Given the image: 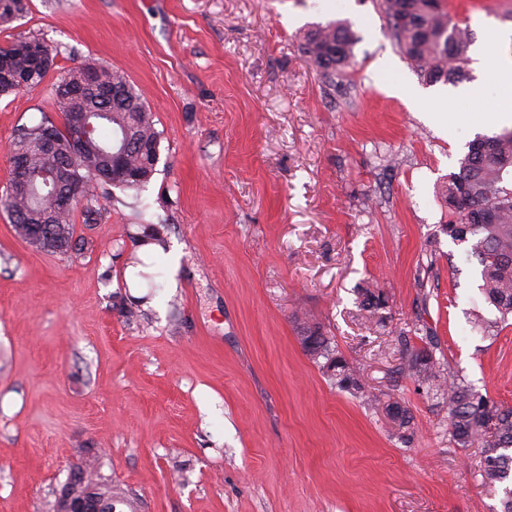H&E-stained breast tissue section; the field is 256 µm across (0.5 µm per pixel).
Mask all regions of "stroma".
Returning <instances> with one entry per match:
<instances>
[{
    "label": "stroma",
    "instance_id": "obj_1",
    "mask_svg": "<svg viewBox=\"0 0 512 512\" xmlns=\"http://www.w3.org/2000/svg\"><path fill=\"white\" fill-rule=\"evenodd\" d=\"M379 3L24 0L0 22V45H51L55 74L121 69L160 134L150 181L100 200L97 224L76 226L79 252L30 246L0 209V512H49L91 448L136 512H501L482 448L458 447L402 369L406 345L434 339L444 369L512 406V325L442 230L437 189L475 133L424 119L476 74L426 85ZM442 4L472 31L470 55L512 29V0ZM337 20L359 41L333 98L298 45ZM49 90L0 96V194L9 144ZM155 234L174 267L149 263ZM368 281L388 298L384 323L359 307ZM299 315L373 400L304 353ZM393 401L413 416L410 440Z\"/></svg>",
    "mask_w": 512,
    "mask_h": 512
}]
</instances>
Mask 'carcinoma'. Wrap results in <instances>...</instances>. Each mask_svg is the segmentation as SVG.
Instances as JSON below:
<instances>
[{
  "instance_id": "carcinoma-1",
  "label": "carcinoma",
  "mask_w": 512,
  "mask_h": 512,
  "mask_svg": "<svg viewBox=\"0 0 512 512\" xmlns=\"http://www.w3.org/2000/svg\"><path fill=\"white\" fill-rule=\"evenodd\" d=\"M381 8L397 45L414 62L420 76L429 84L457 83L465 77L463 65L473 33L453 22L444 11L441 0H381ZM24 43L16 39L0 45V58L9 61L11 69L24 77L27 88L41 85L55 68L53 49L44 41L33 39L40 56L18 52ZM356 36L345 23H328L308 31L299 43L302 55L319 71L331 90L343 85L353 59ZM100 77L116 88L112 116L101 121L94 130L95 155L77 161L75 179L81 184V200L69 209L56 212V234L70 243L64 247L53 237L41 249L68 254L80 250L75 238L74 217L81 212L86 224L97 223L99 209L95 204L110 195V188L141 189L151 179L159 160L160 133L155 128L152 112L142 96L116 67L98 65ZM67 80L62 75L52 83L50 98L55 111L65 115L76 107L60 99L58 89ZM41 124L23 126L11 142L10 156L22 155L32 169V189L19 188L10 200L0 206L10 215L14 230L26 229L31 213L50 204V188L40 171L44 159L32 144L38 138ZM126 133L133 142L126 154V164L138 176L111 182L101 177L107 165V151L113 139ZM440 195L448 208V224L444 231L458 242L467 244L464 258L478 266L479 289L485 301L506 323L512 317V131L492 136H477L468 143V151L460 159L458 171L443 182ZM361 310L372 319L383 320L386 296L378 288L359 289ZM300 344L304 352L322 368L335 385L354 394L366 395L359 380V368L339 349L333 337L317 323L296 317ZM405 368L409 375L439 399L448 414L452 440L460 448L483 445L482 477L485 484L504 485L502 512H512V407H505L477 391L454 373H444L431 349V343L409 346L405 352ZM387 415L402 433L411 429L413 416L398 403L387 405ZM96 455L81 461L78 480L63 485V494L74 502H84L90 509L117 512V506L133 508V502L122 492L112 490V483L102 472Z\"/></svg>"
}]
</instances>
